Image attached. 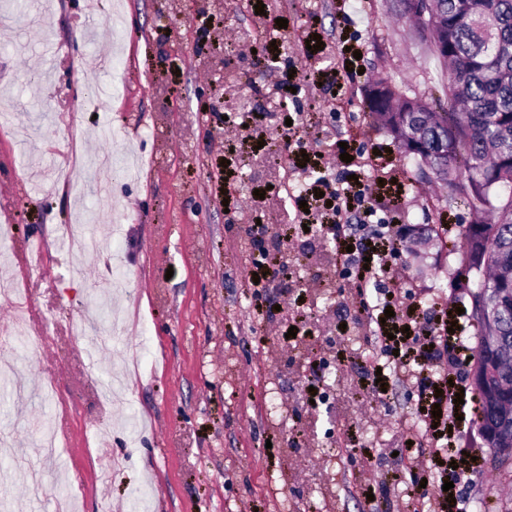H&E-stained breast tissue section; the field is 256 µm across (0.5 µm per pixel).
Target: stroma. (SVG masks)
Returning a JSON list of instances; mask_svg holds the SVG:
<instances>
[{
    "instance_id": "obj_1",
    "label": "stroma",
    "mask_w": 512,
    "mask_h": 512,
    "mask_svg": "<svg viewBox=\"0 0 512 512\" xmlns=\"http://www.w3.org/2000/svg\"><path fill=\"white\" fill-rule=\"evenodd\" d=\"M113 7L0 0V94L29 130L0 127V251L43 249L21 297L0 293V512L73 494L81 512H512V460L456 360L476 329L448 249L476 216L364 106L380 76L443 81L412 23L392 0H123V31L87 40ZM117 72L120 94L84 107ZM73 146L141 168L105 194L79 164L57 183ZM352 174L378 216L444 243L383 252L357 285L321 195ZM258 223L280 265L257 279ZM450 326L441 359L400 361ZM450 362L464 402L426 428Z\"/></svg>"
}]
</instances>
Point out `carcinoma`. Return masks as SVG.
<instances>
[{
  "mask_svg": "<svg viewBox=\"0 0 512 512\" xmlns=\"http://www.w3.org/2000/svg\"><path fill=\"white\" fill-rule=\"evenodd\" d=\"M417 40L447 63L445 99L429 103L386 77L365 105L406 155L448 186V197L486 215L460 252L477 344L469 356L479 432L512 457V0H397Z\"/></svg>",
  "mask_w": 512,
  "mask_h": 512,
  "instance_id": "cac0c4a2",
  "label": "carcinoma"
}]
</instances>
